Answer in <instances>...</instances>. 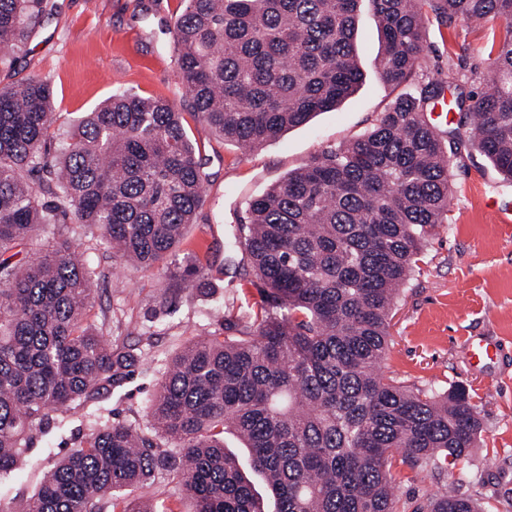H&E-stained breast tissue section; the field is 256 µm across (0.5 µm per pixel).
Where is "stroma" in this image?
<instances>
[{"mask_svg":"<svg viewBox=\"0 0 512 512\" xmlns=\"http://www.w3.org/2000/svg\"><path fill=\"white\" fill-rule=\"evenodd\" d=\"M183 7V0H50L25 43L0 61L1 83L17 85L33 76L48 81L59 130L115 94L174 103L208 175L179 252H204L209 259L207 281L193 288H176L157 271L125 270L98 281L92 321L104 335L136 345L144 363L123 387L57 413L25 460L0 477V505L14 507L32 497L56 459L105 422L118 416L144 420L167 361L191 336L223 332L225 307L244 305L256 292L246 263L224 267L230 230L248 201L322 150L370 130L397 96L377 73L381 36L371 11L361 7L356 41L363 81L357 91L336 109L243 152L193 115L175 69L171 34ZM501 31L498 20L477 27L430 23L428 74L443 79L452 72L456 88L475 89V77L489 71ZM456 88L446 90L447 100H454ZM451 174L447 221L399 291L379 372L415 392L466 384L483 432L468 458L443 474L395 462V508L412 512L425 494L452 487L488 503L490 512H512V236L494 213L498 205L512 208V183L477 154L455 159ZM470 336L497 337L503 361L471 368L464 350Z\"/></svg>","mask_w":512,"mask_h":512,"instance_id":"stroma-1","label":"stroma"}]
</instances>
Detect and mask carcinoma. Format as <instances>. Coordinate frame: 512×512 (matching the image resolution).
<instances>
[{
    "instance_id": "obj_1",
    "label": "carcinoma",
    "mask_w": 512,
    "mask_h": 512,
    "mask_svg": "<svg viewBox=\"0 0 512 512\" xmlns=\"http://www.w3.org/2000/svg\"><path fill=\"white\" fill-rule=\"evenodd\" d=\"M362 0H185L176 69L196 115L254 150L335 108L363 80ZM384 39L381 80L401 90L366 134L313 156L249 200L233 232L258 300L224 309L169 362L147 421L115 418L63 454L26 503L0 512H162L126 499L160 475L193 512H395L393 461L430 472L466 457L482 424L469 390L415 393L383 379L399 288L448 213L450 158L475 151L512 182V0H368ZM44 0H0V55ZM506 25L479 91H460L456 126L429 120L444 83L424 70L430 19ZM52 90L0 87V475L63 408L126 384L140 355L88 322L95 280L157 270L190 288L207 257L174 259L206 179L168 101L123 93L76 118L53 148ZM78 225L106 243L97 270L71 251ZM43 255L17 256L38 233ZM250 469L273 494L256 496ZM413 512H485L455 491Z\"/></svg>"
}]
</instances>
